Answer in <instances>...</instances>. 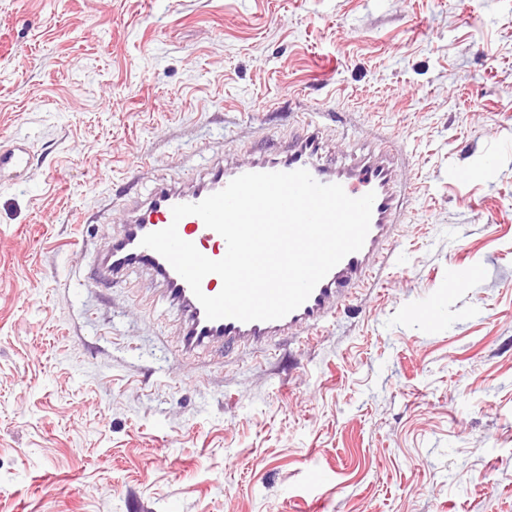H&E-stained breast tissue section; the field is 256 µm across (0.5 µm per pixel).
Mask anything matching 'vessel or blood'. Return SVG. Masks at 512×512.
<instances>
[{"mask_svg": "<svg viewBox=\"0 0 512 512\" xmlns=\"http://www.w3.org/2000/svg\"><path fill=\"white\" fill-rule=\"evenodd\" d=\"M319 150L317 135L306 132L296 136L288 149L277 157L241 166L216 162L209 167L206 178L189 189L159 184L147 194L129 198V220L121 233L112 239L101 267L102 275L114 280L144 268L159 277L168 297L178 305L185 318L182 350L186 353L213 342L223 343L231 350L246 346L260 350L280 336L322 333L332 324L340 303L353 290L376 277V268L394 241L396 227L403 215L404 199L413 188L414 180L402 177V154L384 143L354 162L336 168L320 163ZM29 164L30 148L26 143L15 141L0 146V173L18 178L26 174ZM298 169L308 170L319 183L340 184L353 198L374 193L371 224L363 248L344 257L315 286L308 299L282 319L247 323L233 318L207 319L187 282L163 256L142 246L143 237L173 224L179 236L193 243L200 253L213 260L221 259L227 252L225 239L195 215L173 222V206L200 202L245 173Z\"/></svg>", "mask_w": 512, "mask_h": 512, "instance_id": "b4317fda", "label": "vessel or blood"}]
</instances>
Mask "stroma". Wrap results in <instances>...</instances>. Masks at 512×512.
<instances>
[{
    "mask_svg": "<svg viewBox=\"0 0 512 512\" xmlns=\"http://www.w3.org/2000/svg\"><path fill=\"white\" fill-rule=\"evenodd\" d=\"M308 118L325 162L392 135L417 176L330 329L185 356L156 276L93 284L125 194L275 155ZM15 138L0 512H512V0H0ZM29 164L30 147L25 142L0 146V175L4 172L19 178L27 173Z\"/></svg>",
    "mask_w": 512,
    "mask_h": 512,
    "instance_id": "35a3bbf8",
    "label": "stroma"
}]
</instances>
